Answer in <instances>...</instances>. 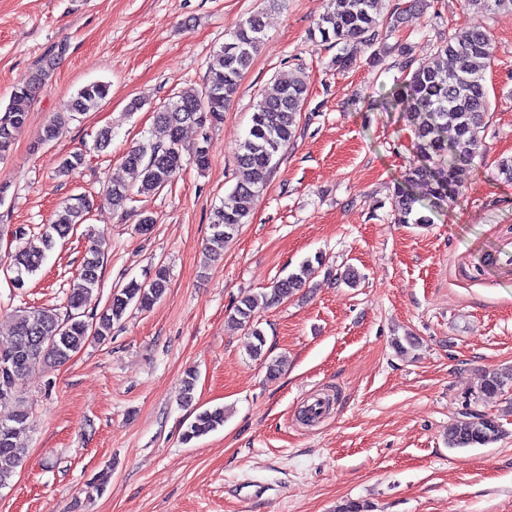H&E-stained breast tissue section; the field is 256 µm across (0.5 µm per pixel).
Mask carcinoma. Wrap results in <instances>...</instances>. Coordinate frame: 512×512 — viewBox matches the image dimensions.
I'll use <instances>...</instances> for the list:
<instances>
[{"label": "carcinoma", "mask_w": 512, "mask_h": 512, "mask_svg": "<svg viewBox=\"0 0 512 512\" xmlns=\"http://www.w3.org/2000/svg\"><path fill=\"white\" fill-rule=\"evenodd\" d=\"M374 0H340L341 9L322 17L317 25L321 42L342 45L336 56V66L346 69L356 61V46L371 47L381 44L372 55V62L380 61V53L395 52L399 65L406 72L403 86L391 99L383 102L387 108L407 113L414 132V148L420 164L409 169L406 182L429 184L427 209L442 210L462 193L465 176L473 157V146L484 128L489 100L485 86V46L487 34L481 30L457 27L448 32L438 46V61L434 65L419 62L410 48L385 44L388 31L379 28L373 16ZM263 26L259 16L253 15L230 35L229 40L216 50L207 64V72L200 90L175 95L156 113V120L167 132V141H143L124 156L126 167L140 175V183L132 187L114 183L106 193V200L118 210L126 206L132 195L156 192L172 183L183 169L182 143L184 127H215L224 122V111L236 93L240 78L250 66L261 42ZM453 70H447L448 61ZM55 58L40 67L31 81L16 89L9 103L0 107V159L8 154L16 136L26 124L29 109L37 91L48 76ZM110 93V84L94 82L83 87L67 111L57 114L42 133L41 141L48 142L56 135L57 125L74 119V114L88 112L104 101ZM308 94L305 76L290 74L278 82V93L259 99L254 105L248 132L238 144L237 166L241 178L221 205L214 208L211 217L212 236L208 250L218 252L230 241L251 215L256 199L263 188L274 159L295 137L297 116ZM84 163L82 153L64 158L59 174L69 176ZM418 199L406 188L395 192L394 210L400 224H429L431 218L418 214ZM90 207L84 195H75L55 211L44 232L28 237L23 227L12 231L19 246L12 255L13 286L22 288L25 279L33 275L52 250L56 239L65 238L77 224L86 220ZM104 252L95 246L86 252L81 268L72 282L68 307L72 313L62 319L51 309L25 310L15 318L13 336L17 342L0 348V372L11 369L8 380L0 377V399L15 396L24 378L37 366L67 362L87 342L89 337L104 339L110 335L112 324L121 320L133 306L147 311L162 299L168 288L167 269L155 267L148 283L130 281L113 290L106 311L93 320L84 318L85 309L93 291L99 287ZM313 264H303L299 272L277 280L271 291L260 297L245 296L234 306L232 318L247 329L253 337L251 356L262 357L264 334L258 328L255 310L283 302L302 287ZM197 371L189 369L182 380L180 402L192 403ZM512 383V370L492 371L484 375L477 396L500 394ZM27 416L22 411L12 414L9 421H0V489L7 487L26 456V449L17 444V436L25 428ZM224 426V408L204 409L187 424L182 439L189 443ZM504 435L495 415L465 410L448 427V447H487Z\"/></svg>", "instance_id": "1"}]
</instances>
